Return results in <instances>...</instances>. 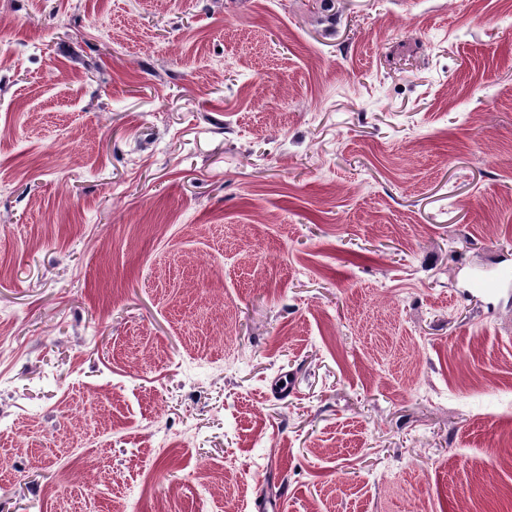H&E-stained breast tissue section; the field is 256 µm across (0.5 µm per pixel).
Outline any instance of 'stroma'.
Wrapping results in <instances>:
<instances>
[{
    "label": "stroma",
    "mask_w": 512,
    "mask_h": 512,
    "mask_svg": "<svg viewBox=\"0 0 512 512\" xmlns=\"http://www.w3.org/2000/svg\"><path fill=\"white\" fill-rule=\"evenodd\" d=\"M512 0H0V512H512Z\"/></svg>",
    "instance_id": "obj_1"
}]
</instances>
